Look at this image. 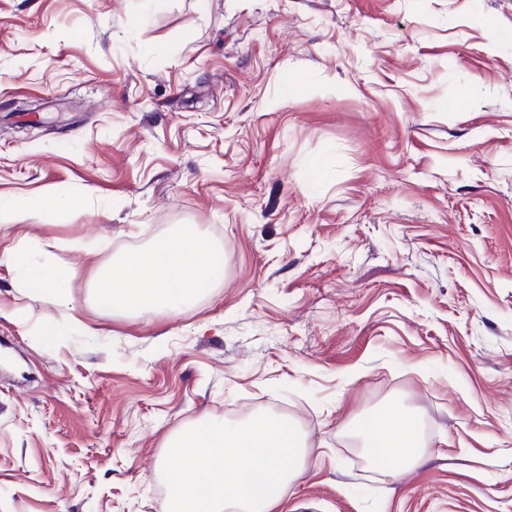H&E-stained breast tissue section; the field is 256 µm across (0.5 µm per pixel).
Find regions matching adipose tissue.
<instances>
[{"label": "adipose tissue", "mask_w": 512, "mask_h": 512, "mask_svg": "<svg viewBox=\"0 0 512 512\" xmlns=\"http://www.w3.org/2000/svg\"><path fill=\"white\" fill-rule=\"evenodd\" d=\"M39 249L44 255L39 263L24 259L20 247L0 256L17 268L22 284L64 296V278L52 242L40 243ZM212 250L200 234L183 231L123 256L93 282L100 310L112 316L140 309L171 311L193 300L212 285ZM357 435L367 457L392 476L422 464L426 456L414 421L396 406L362 419Z\"/></svg>", "instance_id": "obj_1"}]
</instances>
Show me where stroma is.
I'll use <instances>...</instances> for the list:
<instances>
[{
	"label": "stroma",
	"instance_id": "obj_1",
	"mask_svg": "<svg viewBox=\"0 0 512 512\" xmlns=\"http://www.w3.org/2000/svg\"><path fill=\"white\" fill-rule=\"evenodd\" d=\"M0 210L70 276L0 264V512H160L168 436L257 411L310 444L277 512H512V0H0ZM181 224L213 288L101 312ZM394 403L396 477L347 444ZM39 250L44 254L45 258L41 263H30L23 258L26 246H18L17 248L6 250L0 260L6 259L14 265L20 273L22 285L38 288L42 291L63 297L64 278L62 270L54 258L52 249L55 245L50 242L38 243Z\"/></svg>",
	"mask_w": 512,
	"mask_h": 512
}]
</instances>
